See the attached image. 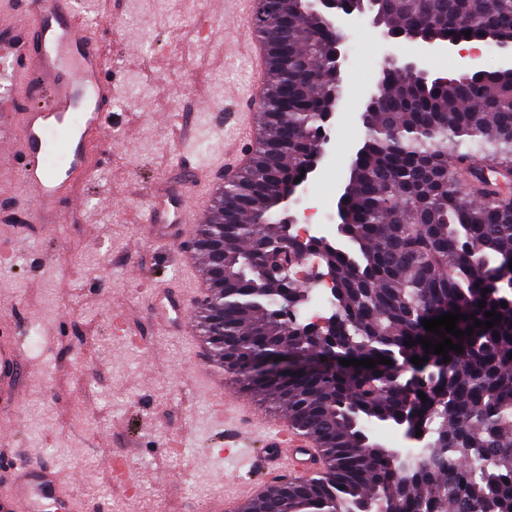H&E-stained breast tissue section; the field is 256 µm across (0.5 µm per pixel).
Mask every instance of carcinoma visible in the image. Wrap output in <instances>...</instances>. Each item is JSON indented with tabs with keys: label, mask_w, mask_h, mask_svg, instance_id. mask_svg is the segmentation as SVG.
Listing matches in <instances>:
<instances>
[{
	"label": "carcinoma",
	"mask_w": 512,
	"mask_h": 512,
	"mask_svg": "<svg viewBox=\"0 0 512 512\" xmlns=\"http://www.w3.org/2000/svg\"><path fill=\"white\" fill-rule=\"evenodd\" d=\"M364 8L413 38L468 33L489 45L512 39V0H364ZM287 10L297 24L311 23L306 0H288ZM327 41L319 28L313 39L297 38L286 59L268 49L264 133L240 176L247 201L233 231L219 223V205L202 231L224 241L226 287L208 284L224 323L212 322L215 309L200 315L213 360L285 408L327 464L299 490L272 489L241 509L361 512L383 498L387 512H512V200L485 176L512 177V69L424 84L395 67L382 73L386 96L376 111L396 135L368 133L350 167L338 205L345 245L314 241L334 282L340 320L336 340L318 342L299 319L312 288L270 273L259 242H277L288 185L315 148L330 91L321 71ZM298 56L312 74L303 91L288 89L283 108L281 92ZM285 132L288 153L270 154L268 145ZM456 311L474 315L457 322L474 331L461 339L446 334L463 346L460 354L448 351L446 363L418 338L442 341L422 322ZM487 311L502 318H487ZM476 320L494 326L476 327ZM285 350L294 357L334 351L338 364L314 372L296 363L286 376L249 373ZM380 356L423 376L405 390ZM415 356L428 361L416 366ZM367 358L377 365L339 364ZM405 413L427 439L395 469L368 425H394Z\"/></svg>",
	"instance_id": "carcinoma-1"
}]
</instances>
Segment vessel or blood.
I'll list each match as a JSON object with an SVG mask.
<instances>
[{
  "instance_id": "obj_1",
  "label": "vessel or blood",
  "mask_w": 512,
  "mask_h": 512,
  "mask_svg": "<svg viewBox=\"0 0 512 512\" xmlns=\"http://www.w3.org/2000/svg\"><path fill=\"white\" fill-rule=\"evenodd\" d=\"M27 19L0 20V41L10 48L9 62L0 70V146L19 150L16 169L32 196L28 213L43 224L62 223L66 206L76 205V187L90 164V151L106 139V115L112 105V62L98 41L78 22L75 0H26ZM238 50L244 51L254 72L247 103L259 107L267 70L263 45L251 25H243ZM85 110L79 129L69 126L76 107ZM63 134L69 157L66 170L45 163L51 135ZM198 202L182 189L155 192L153 224L156 239L173 243L186 236ZM155 319L171 335L188 331L189 303L175 289L159 290ZM25 377L19 338L0 341V403L11 401ZM261 451L231 448L243 474L261 470L293 480L313 471L316 454L312 438L291 428L287 420L258 419ZM66 501L57 472L0 457V512H64Z\"/></svg>"
}]
</instances>
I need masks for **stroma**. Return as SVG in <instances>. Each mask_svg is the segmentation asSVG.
I'll list each match as a JSON object with an SVG mask.
<instances>
[{
  "label": "stroma",
  "instance_id": "obj_1",
  "mask_svg": "<svg viewBox=\"0 0 512 512\" xmlns=\"http://www.w3.org/2000/svg\"><path fill=\"white\" fill-rule=\"evenodd\" d=\"M79 9L112 60L111 120L64 223L23 220L30 193L0 161V337L21 331L31 368L0 448L57 469L70 512H206L213 489L235 488L224 480L232 460L218 455L224 425L198 380L209 355L153 315L157 287L191 289L203 273L186 271L182 245L156 240L146 224L154 189L239 146L252 75L224 47L244 17L236 0H80ZM342 22L353 50L336 146L299 201L331 226L365 135L359 106L387 50L366 17ZM117 453L128 472L163 470L168 480L124 487L104 466Z\"/></svg>",
  "mask_w": 512,
  "mask_h": 512
}]
</instances>
